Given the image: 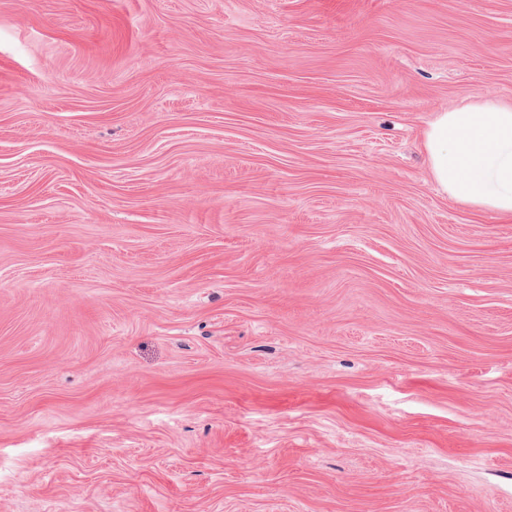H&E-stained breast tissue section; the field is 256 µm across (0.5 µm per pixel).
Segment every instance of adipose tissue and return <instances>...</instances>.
I'll use <instances>...</instances> for the list:
<instances>
[{"instance_id":"obj_1","label":"adipose tissue","mask_w":512,"mask_h":512,"mask_svg":"<svg viewBox=\"0 0 512 512\" xmlns=\"http://www.w3.org/2000/svg\"><path fill=\"white\" fill-rule=\"evenodd\" d=\"M424 147L441 193L512 217V102L487 99L438 113Z\"/></svg>"}]
</instances>
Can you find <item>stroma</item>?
<instances>
[{
  "mask_svg": "<svg viewBox=\"0 0 512 512\" xmlns=\"http://www.w3.org/2000/svg\"><path fill=\"white\" fill-rule=\"evenodd\" d=\"M487 98L512 0H0V512H512ZM424 147L441 193L512 217V102L486 99L439 112Z\"/></svg>",
  "mask_w": 512,
  "mask_h": 512,
  "instance_id": "35a3bbf8",
  "label": "stroma"
}]
</instances>
